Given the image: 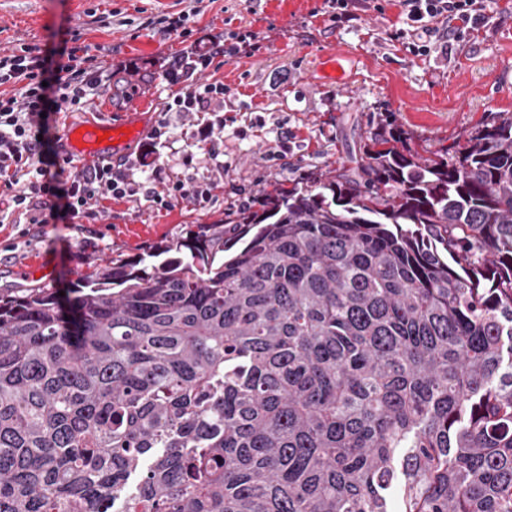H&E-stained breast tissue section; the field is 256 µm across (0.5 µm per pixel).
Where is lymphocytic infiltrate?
I'll use <instances>...</instances> for the list:
<instances>
[{
  "label": "lymphocytic infiltrate",
  "mask_w": 512,
  "mask_h": 512,
  "mask_svg": "<svg viewBox=\"0 0 512 512\" xmlns=\"http://www.w3.org/2000/svg\"><path fill=\"white\" fill-rule=\"evenodd\" d=\"M407 19L415 23L444 20V35L461 42L464 34L487 23L482 0H400ZM66 59L54 64L36 54L0 55V190L11 207L30 223L42 224L47 214L61 212L79 219L93 214L94 202L126 199L158 209L189 202L202 207L212 198L208 178L171 179L164 165H148L147 154L173 135V112H212L228 90L215 80L198 83L176 96L146 134V142L132 153L112 160L101 158L77 166L61 145L45 158L42 135L48 134L50 116L83 112L108 80L88 45L65 50ZM12 85L3 93L2 85Z\"/></svg>",
  "instance_id": "lymphocytic-infiltrate-1"
}]
</instances>
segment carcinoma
I'll return each mask as SVG.
<instances>
[{
  "instance_id": "1",
  "label": "carcinoma",
  "mask_w": 512,
  "mask_h": 512,
  "mask_svg": "<svg viewBox=\"0 0 512 512\" xmlns=\"http://www.w3.org/2000/svg\"><path fill=\"white\" fill-rule=\"evenodd\" d=\"M408 140L0 290V512H512V114Z\"/></svg>"
}]
</instances>
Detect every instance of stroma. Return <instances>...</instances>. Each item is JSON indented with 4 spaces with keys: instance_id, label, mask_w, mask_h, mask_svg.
I'll use <instances>...</instances> for the list:
<instances>
[{
    "instance_id": "1",
    "label": "stroma",
    "mask_w": 512,
    "mask_h": 512,
    "mask_svg": "<svg viewBox=\"0 0 512 512\" xmlns=\"http://www.w3.org/2000/svg\"><path fill=\"white\" fill-rule=\"evenodd\" d=\"M359 20L333 26L320 15L323 0H0V51L37 46L57 59L72 36L90 45L112 78L127 73L140 82L150 128L180 86L163 72L192 42L208 44L229 31L253 32L259 48L225 59L215 76L230 87L218 158L196 150L185 164L195 114L173 115L175 136L156 156L172 177H222L213 202H182L155 210L126 200L95 205V218L62 216L31 225L0 223V289L69 288L80 274L109 259H126L186 237L201 224H219L228 208L250 202L260 189L334 168L380 119L396 121L411 147L425 157L461 142L471 128L498 113H512V0H487L488 23L467 32L451 53L432 38V49L414 55L392 39L408 28L398 0H378ZM187 12L188 37L161 40L152 24ZM129 96L106 84L85 112H64L59 127L101 121L105 112H130ZM290 146L273 159L280 139Z\"/></svg>"
}]
</instances>
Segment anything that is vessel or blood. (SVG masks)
<instances>
[{
	"label": "vessel or blood",
	"mask_w": 512,
	"mask_h": 512,
	"mask_svg": "<svg viewBox=\"0 0 512 512\" xmlns=\"http://www.w3.org/2000/svg\"><path fill=\"white\" fill-rule=\"evenodd\" d=\"M137 133L136 122L120 119L69 126L62 131L61 138L67 152L84 156L126 146Z\"/></svg>",
	"instance_id": "1"
}]
</instances>
